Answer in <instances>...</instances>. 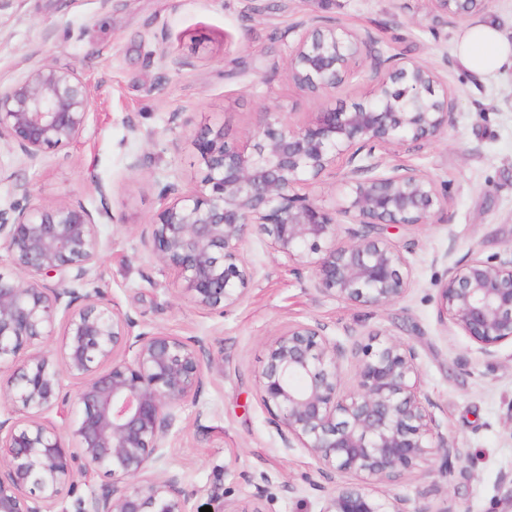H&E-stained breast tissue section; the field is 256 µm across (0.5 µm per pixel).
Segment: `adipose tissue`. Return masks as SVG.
<instances>
[{"label": "adipose tissue", "instance_id": "adipose-tissue-1", "mask_svg": "<svg viewBox=\"0 0 512 512\" xmlns=\"http://www.w3.org/2000/svg\"><path fill=\"white\" fill-rule=\"evenodd\" d=\"M454 54L466 69L491 75L512 66V35L484 20L467 26L454 44Z\"/></svg>", "mask_w": 512, "mask_h": 512}]
</instances>
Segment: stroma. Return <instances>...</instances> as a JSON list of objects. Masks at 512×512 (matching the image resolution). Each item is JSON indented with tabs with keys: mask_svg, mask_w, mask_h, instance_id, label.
I'll return each instance as SVG.
<instances>
[{
	"mask_svg": "<svg viewBox=\"0 0 512 512\" xmlns=\"http://www.w3.org/2000/svg\"><path fill=\"white\" fill-rule=\"evenodd\" d=\"M318 17L371 38L369 59L337 89V100L373 87L377 53L404 54L447 78L454 99L447 132L398 148L396 160L445 185L448 210L395 233L414 284L392 306L321 293L311 270L284 266L253 236L244 244L254 268L246 297L227 312L200 313L166 290L141 233L163 204V185L195 187L191 136L200 125L221 124L228 139L246 142L263 107L279 106L294 123L317 110V99L288 79L286 32ZM464 25L433 13L428 0H0V87L47 62L77 71L91 92L75 141L34 162L0 142V205L17 201L24 183L34 203L110 210L94 287L141 328L204 337L217 361L198 401L184 406L167 451V468L185 486L223 484L237 512H319L326 492L314 484L307 450L283 448L257 395L277 330L316 320L344 344L384 330L412 346L442 433L468 453L454 477L435 459L377 485V496L407 499L412 510L512 512V344L483 355L437 309L449 268L475 253L512 251V67L489 76L464 68L453 54ZM244 471L273 481L245 482ZM285 481L294 492L282 491Z\"/></svg>",
	"mask_w": 512,
	"mask_h": 512,
	"instance_id": "1",
	"label": "stroma"
}]
</instances>
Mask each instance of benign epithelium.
Instances as JSON below:
<instances>
[{
  "label": "benign epithelium",
  "mask_w": 512,
  "mask_h": 512,
  "mask_svg": "<svg viewBox=\"0 0 512 512\" xmlns=\"http://www.w3.org/2000/svg\"><path fill=\"white\" fill-rule=\"evenodd\" d=\"M430 2L447 17L467 13L463 0ZM288 33L289 79L319 98L364 61L370 42L330 19L299 22ZM375 69L368 99L324 103L302 125L264 108L251 147L228 140L222 126L195 131L199 184L187 193L165 185L162 209L142 231L170 273L169 292L203 312L237 306L252 278L242 245L255 235L283 264L312 268L315 287L329 296L373 307L406 297L410 262L386 232L433 222L448 209V191L386 158L442 135L453 99L434 68L402 54L377 58ZM89 101L75 71L45 63L0 89V141L35 162L80 136ZM340 162L349 167L344 201L329 209L303 189ZM98 215L80 203L0 207V251L11 265L0 270V398L9 405L0 419V512H197L201 495L214 512H236L221 488L189 489L165 467L183 406L196 401L216 363L198 336L134 333L138 322L90 287L100 220L112 221L106 209ZM343 217L359 228L342 229ZM437 307L440 320L486 356L512 343V254L474 255L449 269ZM58 326L60 345L41 347ZM346 363L355 370L351 390L343 386ZM66 376L81 381L73 396ZM258 387L283 448L300 444L317 474L335 484L320 512H429L336 478L385 482L437 458L451 475L467 460L464 449H448L429 410L413 348L391 337L345 346L319 322H290L268 346ZM52 411L64 427L45 419ZM94 473L112 484H93Z\"/></svg>",
  "instance_id": "1"
}]
</instances>
